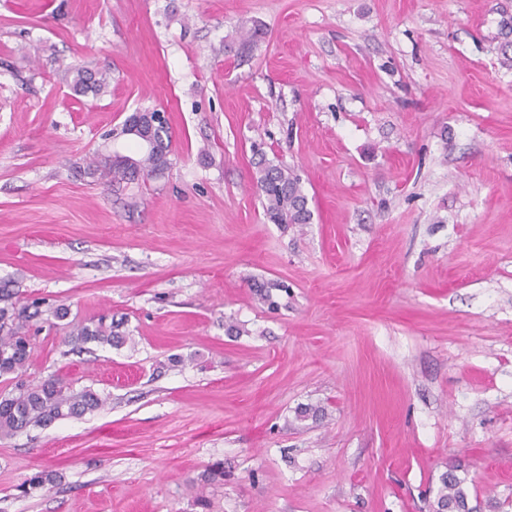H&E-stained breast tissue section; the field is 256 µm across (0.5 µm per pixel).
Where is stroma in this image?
I'll use <instances>...</instances> for the list:
<instances>
[{"mask_svg":"<svg viewBox=\"0 0 512 512\" xmlns=\"http://www.w3.org/2000/svg\"><path fill=\"white\" fill-rule=\"evenodd\" d=\"M510 16L0 0V289L41 311L26 380L104 400L0 438V512H429L452 463L475 512H512ZM79 66L107 91L76 95ZM145 108L171 167L112 189L87 164L138 156L104 134ZM258 149L296 170L311 223L267 221ZM100 320L127 343H67Z\"/></svg>","mask_w":512,"mask_h":512,"instance_id":"1","label":"stroma"}]
</instances>
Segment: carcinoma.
<instances>
[{"mask_svg": "<svg viewBox=\"0 0 512 512\" xmlns=\"http://www.w3.org/2000/svg\"><path fill=\"white\" fill-rule=\"evenodd\" d=\"M263 35L265 32L257 25L240 27L235 32L238 51L244 55L251 53ZM109 83L110 74L103 70L79 68L72 77L74 92L83 96L99 95L105 92ZM170 144L169 128H158L150 147L136 159V166L121 159L118 151L105 149L93 155L88 168L91 174L124 189L139 178L144 180L162 174L169 165ZM253 181L262 197L265 214L273 223L302 225L311 222L308 198L294 170L263 158L256 163ZM0 301L6 302L0 307V377L14 381L13 390L0 398V437H11L30 427H45L58 419L80 417L99 409L103 400L91 390L72 395L58 378L50 377L37 384L24 380L32 340L26 322L39 312L15 310L13 305L7 304L8 295L2 289ZM71 340L118 347L126 343L127 337L115 326L98 324L76 328L71 333ZM458 471V466L450 465L441 475V487L431 505L432 512H473L469 506L466 479L460 477Z\"/></svg>", "mask_w": 512, "mask_h": 512, "instance_id": "obj_1", "label": "carcinoma"}]
</instances>
